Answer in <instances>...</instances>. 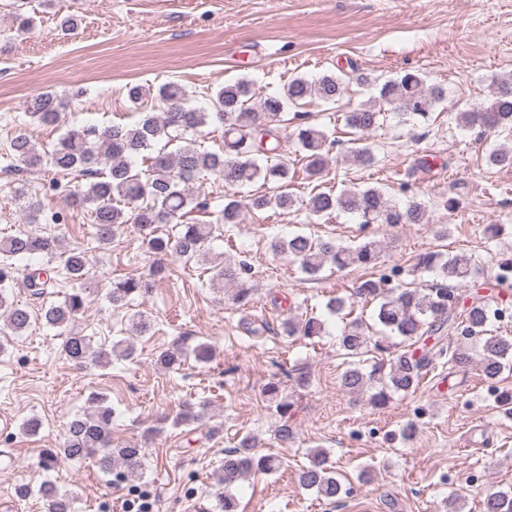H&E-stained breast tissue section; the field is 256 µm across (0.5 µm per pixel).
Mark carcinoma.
<instances>
[{
  "mask_svg": "<svg viewBox=\"0 0 512 512\" xmlns=\"http://www.w3.org/2000/svg\"><path fill=\"white\" fill-rule=\"evenodd\" d=\"M350 76L324 74L313 82L304 78L292 79L283 94L269 96L258 106L251 105V90L247 80L239 79L219 87L210 95L208 107L188 105L187 94L176 82L158 88L157 94L142 85L128 89V99L138 105L150 97L159 102V110L140 112L132 124H114L100 127L87 124L68 130L52 150L39 149L28 136L20 133L11 140L12 158L26 168L44 162L61 173L77 171L89 178L69 192L74 203L90 212L93 235L102 246L112 243L125 227L132 226L156 256L172 253L187 260L204 258L209 254V243L219 225L240 224L246 212L267 208L288 211L299 200L288 191L290 167L288 157L281 151L280 125L287 105L316 97L327 106H334L344 98ZM379 97L394 106L409 120H426L442 97V90L428 87L416 74L406 72L385 80L379 86ZM61 96L45 92L33 98L27 106L28 116L44 123L51 115L62 111ZM293 136L304 152L306 173L319 177L327 163L328 137L317 126L308 122V115L298 113ZM457 120L466 126H482L488 130L503 129L512 132V77L493 82L490 97L476 111L462 112ZM383 121V113L367 101L348 112L349 127L365 135L376 130ZM218 125L224 129V153L209 152L185 138L188 132ZM184 140L174 152L160 148L150 158L146 170L135 171L130 158L151 148L161 140ZM494 166H512V147L501 145L488 155ZM212 177L224 183V189L235 191L258 180L271 185V190L248 201L230 199L214 224H190L184 217L194 210L209 207L206 200L192 191L199 178ZM15 196L24 201L23 210L30 217L40 211L41 203L25 186L15 188ZM305 209L314 216H325L338 210L357 216L363 224H422L426 219L425 206L413 202L401 212L391 205L385 194L376 187L344 190L339 194L316 191L311 194ZM176 222V234L163 237L157 225ZM56 236L33 235L20 231L0 239V310L5 326L13 336L23 335L30 326L31 313L25 306L9 301L6 283L22 272L30 295L41 298L46 294L51 277L42 268H34L29 261L35 257L52 259L59 251ZM271 250L298 262L301 270L316 277L325 264L338 268L371 266L377 263L385 249L383 241L370 239L355 247H342L330 239L312 238L295 234L271 242ZM416 268L431 272L444 281L463 283L472 274L473 258L466 253L442 255L427 253L418 258ZM64 277L81 283L87 276V260L83 253L72 251L64 260ZM213 280L235 285L237 302L246 301L252 288L248 285L247 265L226 258L215 265ZM150 288V280L132 276L112 282L110 302L115 308L128 305L135 297ZM86 289L74 288L63 299L42 309L46 325L60 329L61 352L66 359L82 365L106 366L112 358H129L134 353L130 343L121 341L110 349L94 346L88 336L68 330L86 306ZM373 305L374 322L382 328L383 336H370L372 326L357 317L348 322L339 337V345L351 358L342 376L343 386L351 391L371 392L376 405L386 404L396 394L415 391L423 377L431 370L434 357L450 354L448 364L453 373L466 371L474 365L486 381L498 379L512 367V336L487 334L489 300L474 297L467 303L456 288H411L403 282L390 285V279H366L353 288L350 297L332 298L327 309L333 314L344 311L346 304ZM464 308L458 315L457 308ZM324 331V321L310 316L304 320L285 323V334L313 338ZM459 335L456 347L417 348L422 338L442 336L447 332ZM397 336L405 343L398 353L387 337ZM185 352L179 345L161 350L157 361L170 368L179 366ZM267 399L276 403V412L282 420L278 436L286 440L292 435L288 424L290 404L278 400L279 388L270 383L264 388ZM98 406L91 414L74 416L67 424L59 448L41 454L40 467L49 472L64 457L81 461L97 457L101 470L122 479L135 474L142 466L143 449L135 445H112V407L103 405L104 398L96 397ZM206 404L189 407L179 414L178 422L207 425ZM254 437H242L236 447L224 451V467L219 483L224 485L220 496L224 512H235V497L229 488L249 472H272L280 468V461L255 452ZM309 463L298 471V482L315 491L319 497L338 501L350 490L328 466L327 452L320 448L308 454ZM41 495L49 502L50 512H74L73 499L57 491L47 482L40 487ZM483 512H512V489H489L484 493Z\"/></svg>",
  "mask_w": 512,
  "mask_h": 512,
  "instance_id": "1",
  "label": "carcinoma"
}]
</instances>
